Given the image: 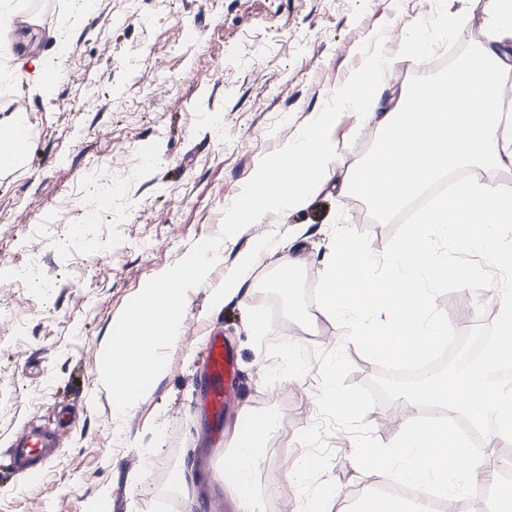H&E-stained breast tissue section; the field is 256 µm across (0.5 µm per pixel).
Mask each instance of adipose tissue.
I'll list each match as a JSON object with an SVG mask.
<instances>
[{
    "label": "adipose tissue",
    "mask_w": 512,
    "mask_h": 512,
    "mask_svg": "<svg viewBox=\"0 0 512 512\" xmlns=\"http://www.w3.org/2000/svg\"><path fill=\"white\" fill-rule=\"evenodd\" d=\"M484 40L446 82L414 87L389 107L372 92L393 60L375 54L336 90L337 107L374 115L380 129L372 157L365 162L367 181L344 178L340 190L369 200L380 212L395 211L421 196L435 181L459 167L512 164V102L504 77L512 72V0H490L481 25ZM335 113H319L309 129L287 143L281 154L261 162L254 188L234 207L228 221L253 220L271 209L290 210L304 203L316 187L335 174L339 146L331 134ZM215 243L198 248L184 264L162 275L129 308L102 367L116 411L143 397L163 373L160 348L179 339L187 290L216 258ZM276 417L265 412L235 428L227 458L238 466L224 481L233 512H255L256 469L268 453ZM357 465L381 480L399 478L415 488L411 500L379 502L364 498L358 512H430L449 491L492 476L489 462L469 457L463 437L447 440L434 426L406 419L399 437L387 448L364 449Z\"/></svg>",
    "instance_id": "obj_1"
}]
</instances>
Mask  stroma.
<instances>
[{
	"label": "stroma",
	"mask_w": 512,
	"mask_h": 512,
	"mask_svg": "<svg viewBox=\"0 0 512 512\" xmlns=\"http://www.w3.org/2000/svg\"><path fill=\"white\" fill-rule=\"evenodd\" d=\"M20 13L0 49L17 60H57L60 80L38 92L0 81V125L22 116L32 132L19 165L0 170V263H22L35 242L40 281L0 284V512H88L107 496L111 512H187V496L205 512H232L220 467L241 410L282 417L259 463L260 505L286 500L300 512L284 471L304 456L300 432L319 419L321 353L339 340L335 322L309 305L312 328L275 318L272 336L313 353L298 380L265 385L273 364L253 344L248 308L264 303L261 280L285 260L298 261L315 285L332 255V223L344 211L383 254L393 225L371 220L365 204L327 183L303 208L227 225V208L248 194L260 161L301 136L315 116L336 109L334 93L376 48L399 54L378 90L398 98L411 85L446 77L482 42L488 0H97L79 15L74 0H17ZM422 45L408 53L406 32ZM343 171L371 154L377 124L336 109ZM112 191L110 206L98 201ZM98 218L72 237L68 228ZM270 240L269 254L240 295L213 309L212 297L241 256ZM222 246L188 293L180 341L161 348L164 372L124 414L99 377L113 332L144 288L179 267L202 243ZM443 311L465 307L473 322L498 315L487 289L439 296ZM222 336L239 383L220 415L206 408L208 369L200 349ZM413 409L375 405L365 420L392 442ZM54 432L51 464L35 486L18 475L13 443L30 429ZM331 460L324 477L338 491L337 512H352L379 488L354 464V441L325 432ZM195 460L205 481L188 491L171 475Z\"/></svg>",
	"instance_id": "35a3bbf8"
}]
</instances>
